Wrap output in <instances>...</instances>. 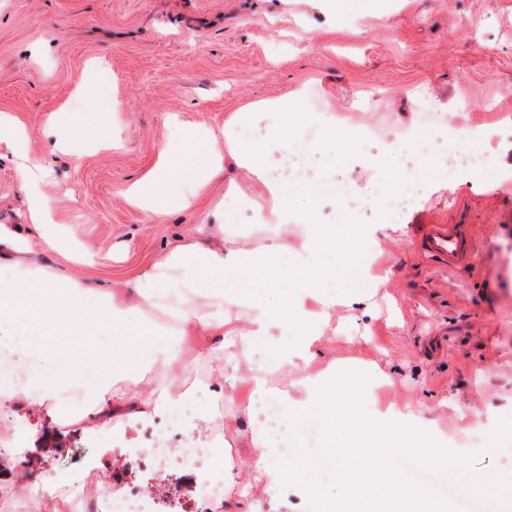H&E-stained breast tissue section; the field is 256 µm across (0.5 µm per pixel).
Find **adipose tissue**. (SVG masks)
<instances>
[{
	"instance_id": "adipose-tissue-1",
	"label": "adipose tissue",
	"mask_w": 512,
	"mask_h": 512,
	"mask_svg": "<svg viewBox=\"0 0 512 512\" xmlns=\"http://www.w3.org/2000/svg\"><path fill=\"white\" fill-rule=\"evenodd\" d=\"M307 96L297 90L274 100L250 103L227 113L224 125L172 116L173 133L162 146L155 167L130 184L127 203L159 215L167 209H198L215 182L224 184V202L249 200L251 234L233 223L204 225L202 238L182 241L144 265L118 288H100L75 273L89 264L76 230L56 218L54 199L41 188L42 169L27 158L26 132L18 117L0 113V147L17 157V177L25 193L33 234L0 224V265L10 270L0 279V340L20 341L21 371L5 396L34 406L60 407L79 394L84 408L67 413L60 427L81 421L87 432L125 434L134 420L189 399L192 389L172 392L168 380L189 368L235 365L263 344L265 360L250 378L281 404L296 412L319 410L335 377L308 372L315 357L323 319L350 304L360 289L343 281L335 296L320 293L309 273L318 269L336 233L314 217L313 186L277 176L273 151L288 147L290 109ZM296 256L306 273L297 278L284 302L271 301L256 273L278 257ZM137 324L133 339L101 355L92 379L62 374L49 366V355L36 340L67 327L78 344L112 335ZM165 329L168 342L158 347L152 333ZM147 357L153 388L125 384L133 362ZM13 485L27 512H44L46 501L65 496L64 482L34 473L24 458L8 455Z\"/></svg>"
}]
</instances>
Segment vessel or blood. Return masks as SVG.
<instances>
[{"mask_svg":"<svg viewBox=\"0 0 512 512\" xmlns=\"http://www.w3.org/2000/svg\"><path fill=\"white\" fill-rule=\"evenodd\" d=\"M419 249L427 257L446 261L449 268L471 264L476 245L467 224H417L413 227Z\"/></svg>","mask_w":512,"mask_h":512,"instance_id":"obj_1","label":"vessel or blood"}]
</instances>
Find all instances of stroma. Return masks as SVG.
Masks as SVG:
<instances>
[{"label":"stroma","mask_w":512,"mask_h":512,"mask_svg":"<svg viewBox=\"0 0 512 512\" xmlns=\"http://www.w3.org/2000/svg\"><path fill=\"white\" fill-rule=\"evenodd\" d=\"M307 86L305 114L332 106L369 129L400 132L426 87L450 126L479 131V147L512 169V0H381L365 16L329 21L321 0H0V112L28 132L27 152L45 168L44 191L56 197L96 264L86 273L101 287L119 286L150 259L194 235L202 215L170 210L157 217L124 200L129 184L151 170L171 133L165 118L223 125L226 113ZM119 108L107 111L108 102ZM75 134L73 151L54 150L48 125ZM118 127L121 149L92 152L95 129ZM375 141L339 159L316 155L329 184L375 183L365 158ZM399 173L417 175L419 201L398 228L369 241L378 285L368 297L337 307L317 345L312 371L337 363L371 378L370 402L419 410L446 448L479 457L478 473L512 479V179L473 180L421 167L417 152L399 155ZM471 225L477 261L453 270L423 255L413 225ZM24 194L11 154L0 155V224H26ZM250 364L200 368L197 400L224 397L241 429L224 431L233 461L249 473L252 435L266 431L247 406L265 396L248 383ZM58 414L0 404V448L23 421L38 430L23 447L32 467L50 476L104 463L116 478L98 489L109 501L129 477L131 454L111 434L83 425L59 432ZM202 466L177 469L178 489L152 488L158 512H186ZM229 512H308L305 490L283 495L265 481L250 499L226 489Z\"/></svg>","instance_id":"1"}]
</instances>
